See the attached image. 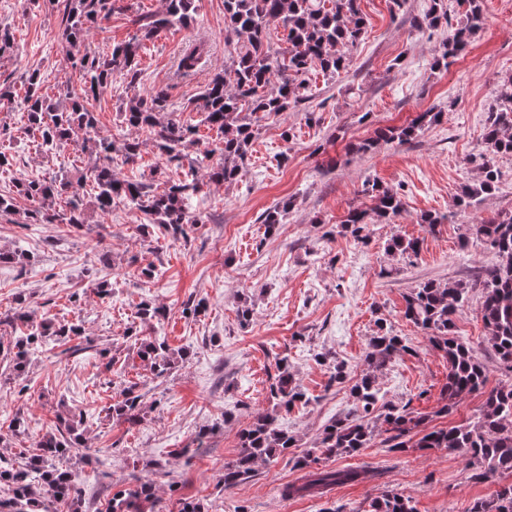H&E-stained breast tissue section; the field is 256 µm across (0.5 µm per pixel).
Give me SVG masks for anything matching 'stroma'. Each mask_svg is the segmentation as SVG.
<instances>
[{
  "label": "stroma",
  "instance_id": "stroma-1",
  "mask_svg": "<svg viewBox=\"0 0 512 512\" xmlns=\"http://www.w3.org/2000/svg\"><path fill=\"white\" fill-rule=\"evenodd\" d=\"M425 0H360L367 19L363 40L348 52L349 64L336 80L309 73L311 99L258 121L241 174L230 184L209 182L185 202L196 224L189 241H172L159 227L142 233L144 213L119 203L103 215L86 205V226L29 224L23 214L0 213V250L13 262L0 264V314L17 295L31 300L34 322H81L90 348L75 351L56 337H45L24 373L4 378L0 355V440L4 454L22 459L37 440L71 413L83 416L82 429L99 462L72 454L84 489L85 512H105L114 492L131 474L152 479L160 512H171L176 497L199 501L204 512H351L385 491L410 495L416 512H467L477 499L512 484V476L480 477V465L444 448L389 450L382 439L353 457L332 456L326 467H361L376 479L344 484L324 497H291L283 486L301 475L296 457L317 447L324 427L352 406L350 387L365 373L368 342L376 319H385L409 347L378 373L383 403L405 405L425 417L427 427L448 428L474 420L483 397H464L442 411L446 363L422 330L403 316L404 297L421 282L465 280L495 261L477 237L482 217L512 209V156L497 157V191L479 210L462 211L455 200L462 185L478 175L483 133L497 86L512 76V0H481L484 27L467 52L449 67L433 58L446 30L421 33L412 26ZM65 0H0V28L9 30V48L0 51V148L8 147L11 167L0 170V194L15 184L51 180L86 169L83 136L56 154L39 151L26 131L22 98L30 75L43 94L59 99L73 70L65 61L61 38ZM193 22L145 41L139 52L140 80H114L92 102L96 136L119 141L131 137L119 108L136 95L165 89L167 111L194 126L198 150L213 148L217 135L193 106L199 93L236 46L224 24V0H194ZM164 0H120L112 16L90 28L85 45L109 54L114 44L139 33L140 15L163 11ZM202 40L210 56L196 73L178 70L183 49ZM423 112L436 122L408 143L377 144L356 151L376 129L408 125ZM135 163L117 164L121 178L164 188L182 170L167 162L148 132ZM397 191L403 201L389 222L371 221L367 240L342 232L349 211L371 209L363 195L365 180ZM290 207L277 230L266 234L260 217L282 202ZM443 216L436 229L422 215ZM395 237L419 240L417 254L390 255ZM154 267L147 279L143 268ZM109 295H100L99 283ZM205 299V312L185 315L188 300ZM163 306L168 316L142 326L143 337H165L184 358L165 378L156 379L137 354L127 331L138 322L142 302ZM249 306L252 317L238 312ZM473 292L456 316L455 331L472 346L487 370V385L512 380L487 345ZM287 354L296 381L310 396L308 405L279 413L281 426L295 435L292 453L259 462L255 475L224 488V465L236 458L239 433L260 413L274 410L269 395L273 356ZM342 362L348 377L330 383L317 354ZM135 383L144 411L137 424L113 418V398ZM23 415L26 433L10 431ZM213 428L192 458L176 457L199 431Z\"/></svg>",
  "mask_w": 512,
  "mask_h": 512
}]
</instances>
